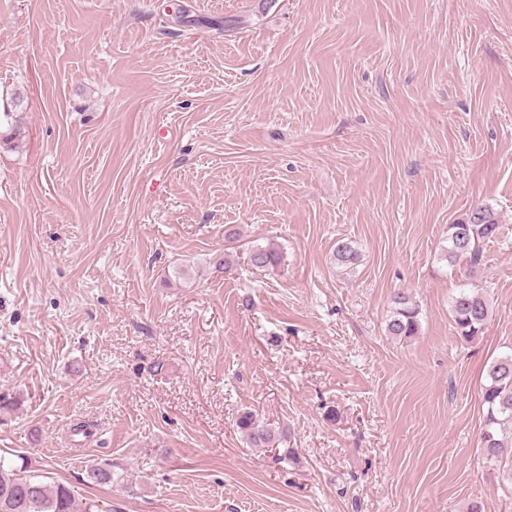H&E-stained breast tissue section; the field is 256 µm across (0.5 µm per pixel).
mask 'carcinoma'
<instances>
[{
	"instance_id": "carcinoma-1",
	"label": "carcinoma",
	"mask_w": 512,
	"mask_h": 512,
	"mask_svg": "<svg viewBox=\"0 0 512 512\" xmlns=\"http://www.w3.org/2000/svg\"><path fill=\"white\" fill-rule=\"evenodd\" d=\"M500 226L496 214L487 205H477L461 221L448 226V249L444 259L451 267L467 260H480V244L497 238ZM336 264L349 269L359 260L352 242L340 241L333 252ZM282 253L268 244H252L241 251L224 250L214 258V271L226 273L239 262L259 270H276L281 266ZM394 310L386 324L387 335L411 340L419 333L420 310L410 297L398 292L393 298ZM450 313L457 336L472 342L486 329L492 309L487 294L464 285L452 297ZM485 406L484 426L480 434L483 456L503 464L502 478L512 485V462L503 463L504 450L512 446V353L494 360L488 368L487 384L483 387ZM237 427L251 448H277L286 441V431L260 419L253 411L243 412ZM116 471L113 464L92 463L86 466L85 482L110 485ZM44 475L14 466L11 459L0 456V512H104L98 501L84 497L64 484L50 485Z\"/></svg>"
}]
</instances>
